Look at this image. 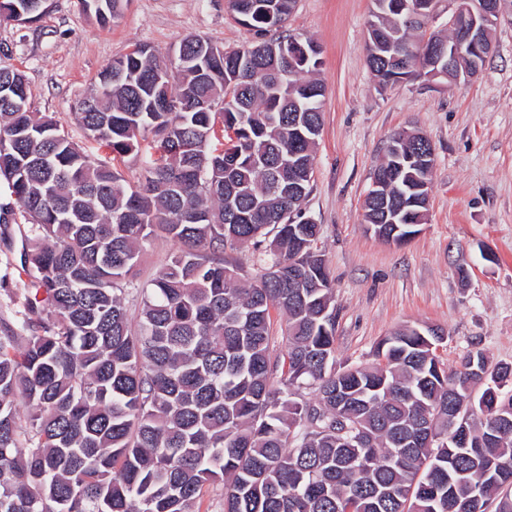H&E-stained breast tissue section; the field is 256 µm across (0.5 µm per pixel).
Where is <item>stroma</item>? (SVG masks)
Returning a JSON list of instances; mask_svg holds the SVG:
<instances>
[{"label":"stroma","mask_w":512,"mask_h":512,"mask_svg":"<svg viewBox=\"0 0 512 512\" xmlns=\"http://www.w3.org/2000/svg\"><path fill=\"white\" fill-rule=\"evenodd\" d=\"M373 8V0H296L287 22L321 51L323 125L302 208L321 226L315 247L334 280L336 362H372L383 337L433 325L447 334L437 350L447 369L478 350L512 364V16L494 28V53L476 77L422 75L382 89L366 63ZM189 35L228 50L256 38L231 0H121L106 27L77 0H49L39 21L0 25V62L24 73L35 110L55 115L87 155L116 162L132 181L152 160L150 145L114 160L75 124L74 106L113 58L138 44L165 55ZM400 129L428 136L435 165L428 222L396 245L362 218L387 140ZM27 224L18 207L0 221V333L29 285L20 263Z\"/></svg>","instance_id":"obj_1"}]
</instances>
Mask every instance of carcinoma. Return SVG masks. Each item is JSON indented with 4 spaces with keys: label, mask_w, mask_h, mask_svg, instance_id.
<instances>
[{
    "label": "carcinoma",
    "mask_w": 512,
    "mask_h": 512,
    "mask_svg": "<svg viewBox=\"0 0 512 512\" xmlns=\"http://www.w3.org/2000/svg\"><path fill=\"white\" fill-rule=\"evenodd\" d=\"M382 2L367 67L387 87L428 58L394 61L416 39L406 0ZM80 4L102 26L117 15L118 0ZM293 4L233 0L252 44L188 36L180 65L137 45L100 72L73 116L116 158L153 135L158 158L135 182L34 111L24 74L0 64V181L29 220L31 278L0 335V512H196L215 483L224 512H512V365L477 351L449 371L442 337L406 326L373 362L336 368L334 284L302 210L320 50L285 33ZM47 9L0 0V23ZM390 139L416 151L410 132ZM395 170L388 200L425 223L430 170ZM364 209L366 224L384 216L376 198ZM159 233L178 248L136 288L134 321L128 285ZM235 243L258 254L256 281L226 259ZM477 385L476 411L448 420ZM307 387L314 401L294 398Z\"/></svg>",
    "instance_id": "1"
}]
</instances>
